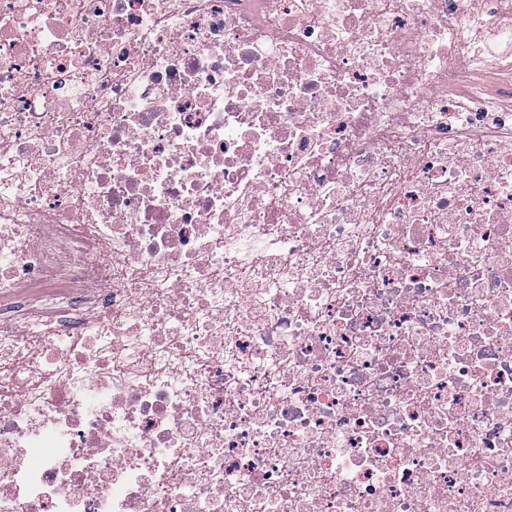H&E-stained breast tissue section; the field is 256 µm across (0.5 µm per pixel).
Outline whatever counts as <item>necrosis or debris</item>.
I'll use <instances>...</instances> for the list:
<instances>
[{"label": "necrosis or debris", "instance_id": "1", "mask_svg": "<svg viewBox=\"0 0 512 512\" xmlns=\"http://www.w3.org/2000/svg\"><path fill=\"white\" fill-rule=\"evenodd\" d=\"M0 512H512V0H0Z\"/></svg>", "mask_w": 512, "mask_h": 512}]
</instances>
